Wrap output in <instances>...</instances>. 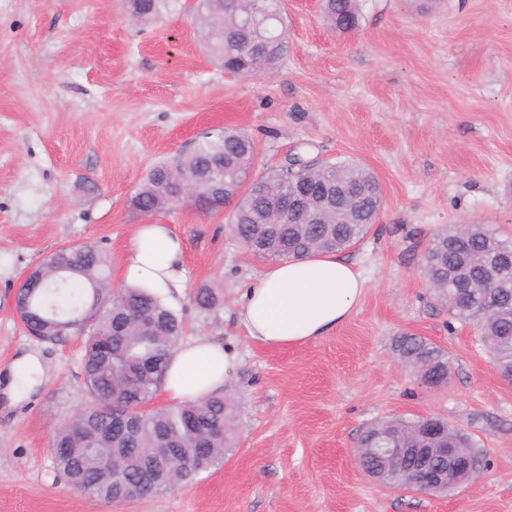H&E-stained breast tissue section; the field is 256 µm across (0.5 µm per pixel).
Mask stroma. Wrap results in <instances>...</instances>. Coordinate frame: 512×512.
<instances>
[{
  "mask_svg": "<svg viewBox=\"0 0 512 512\" xmlns=\"http://www.w3.org/2000/svg\"><path fill=\"white\" fill-rule=\"evenodd\" d=\"M348 34L320 0H287L288 54L266 74L229 76L192 15L128 21L124 0H0V512H512V381L473 325L449 320L421 259L446 225L512 237V0H362ZM224 127L257 144L254 173L300 149L357 160L384 189L377 224L346 255L364 295L336 331L301 347L256 344L235 320L237 288L263 264L227 214L181 205L146 217L130 204L157 161ZM184 242L186 340L214 337L236 356L225 388L240 443L218 466L162 496L107 503L56 471L52 435L90 402L83 339L29 336L12 311L19 277L63 246L92 244L127 281L136 225ZM208 285L222 305L191 297ZM420 336L450 377L425 386L397 355ZM44 382L12 402L23 355ZM436 415L486 456L480 477L445 498L379 486L357 467L361 432L391 416Z\"/></svg>",
  "mask_w": 512,
  "mask_h": 512,
  "instance_id": "obj_1",
  "label": "stroma"
}]
</instances>
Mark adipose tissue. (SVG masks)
Returning a JSON list of instances; mask_svg holds the SVG:
<instances>
[{"label":"adipose tissue","mask_w":512,"mask_h":512,"mask_svg":"<svg viewBox=\"0 0 512 512\" xmlns=\"http://www.w3.org/2000/svg\"><path fill=\"white\" fill-rule=\"evenodd\" d=\"M130 285L175 304L186 289L184 245L166 224H141L126 252ZM364 292L352 261L318 252L264 265L237 290V319L254 341L272 348L299 346L334 332L346 322ZM235 357L217 339L190 341L172 359L162 386L167 400L181 403L223 390Z\"/></svg>","instance_id":"1"}]
</instances>
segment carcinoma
Wrapping results in <instances>:
<instances>
[{"label": "carcinoma", "instance_id": "1", "mask_svg": "<svg viewBox=\"0 0 512 512\" xmlns=\"http://www.w3.org/2000/svg\"><path fill=\"white\" fill-rule=\"evenodd\" d=\"M129 13L150 23L170 6L169 0H125ZM324 19L336 31L354 30L359 0H321ZM196 25L224 71L239 77L259 76L288 53L284 0H197ZM254 140L240 130L215 129L199 136L194 148L155 164L131 198L135 210L153 215L179 205L185 187L205 195L219 187L235 202L232 234L262 259L304 257L318 251L339 252L359 242L379 218L383 191L374 172L355 160H323L308 151L293 154L288 165L249 179ZM345 187L351 193L336 206H318L310 224L291 214H276L279 201L300 189L317 194ZM512 241L483 224L449 225L438 233L422 261L429 288L448 314L476 325L498 370L512 372ZM471 285L467 300L458 288ZM24 321L40 328L49 341L84 337L82 373L93 404L55 430V469L72 486H87L105 502L167 492L224 461L238 446L236 401L223 394L198 402L145 411L125 430L112 429L128 406L124 394L129 376H137V397L150 401L162 386L184 334L181 315L144 288H114L106 254L91 244L58 250L29 270L17 292ZM193 299L200 308L223 303L224 292L202 286ZM128 322L118 331L116 323ZM399 355L424 380H448V357L419 336H402ZM422 418L395 417L363 431L359 445L373 441L385 428L407 448L419 446ZM453 445L472 437L442 422ZM172 448L173 457L156 462V449ZM198 448L206 449L199 458ZM389 485L421 491L410 465L389 469Z\"/></svg>", "mask_w": 512, "mask_h": 512}]
</instances>
